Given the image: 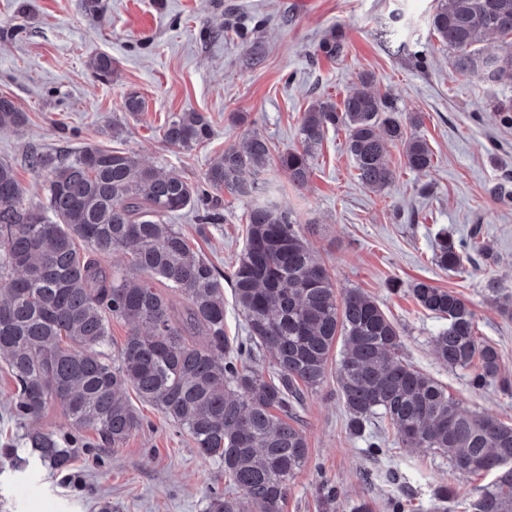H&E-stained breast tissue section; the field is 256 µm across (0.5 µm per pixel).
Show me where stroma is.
<instances>
[{"instance_id":"35a3bbf8","label":"stroma","mask_w":512,"mask_h":512,"mask_svg":"<svg viewBox=\"0 0 512 512\" xmlns=\"http://www.w3.org/2000/svg\"><path fill=\"white\" fill-rule=\"evenodd\" d=\"M440 0H101V14L81 0H0V96L10 97L28 121L0 128V159L9 161L23 201L38 206L46 174L33 171L37 152L77 153L96 144L117 147L146 164L175 168L203 184L210 162L246 131L280 150L297 147L304 111L317 99L342 101L364 75L373 91L421 118L417 132L434 157L424 174L405 166L400 145L387 148L393 182L380 193L365 189L345 150L343 130L329 131L313 161L308 184L294 188L274 171L279 200L306 225L309 247L325 262L337 292L362 289L397 325L402 356L436 379L473 411L512 424V396L497 385L472 391L470 373L451 370L435 356L440 319L423 311L408 291L414 281L460 293L475 313L479 333L498 347L512 375V318L502 316L487 287L512 293V122L495 112L512 98V85L481 74L456 73L448 51L432 36L429 19ZM405 42L394 53L383 29ZM342 33L344 53L319 49L330 31ZM112 56L111 80L88 66ZM138 93L145 104L135 119L123 102ZM202 113L212 133L191 149L165 144L162 126L179 112ZM246 114V124L235 123ZM248 200L222 195L223 221L205 224L185 210L171 221L199 253L229 273L244 245ZM480 229L488 257L453 274L433 261L441 232L454 239ZM336 373L305 394L300 425L309 459L288 482L282 512H350L369 500L374 512H432L439 487L453 485L465 506L491 475L452 474L446 458L400 447L387 420L354 433L336 392ZM15 390L0 362V512H205L209 493L224 492L223 468L199 456L190 435L155 406L135 401L141 426L120 447L86 434L67 481L44 467L15 471L6 447L18 430L5 414ZM381 439L383 451L369 444Z\"/></svg>"}]
</instances>
